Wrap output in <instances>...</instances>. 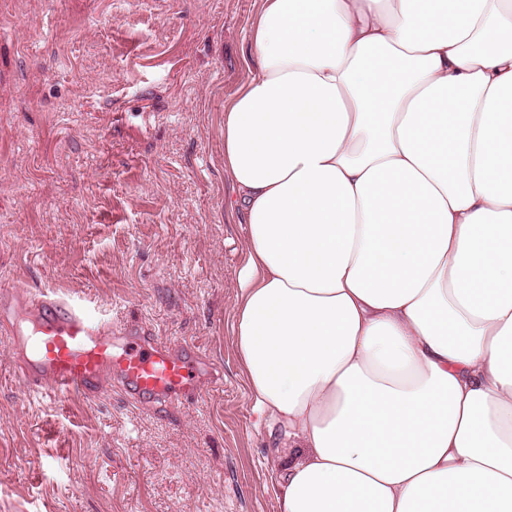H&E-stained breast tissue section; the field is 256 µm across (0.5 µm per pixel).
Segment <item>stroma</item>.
I'll return each mask as SVG.
<instances>
[{
  "instance_id": "obj_1",
  "label": "stroma",
  "mask_w": 512,
  "mask_h": 512,
  "mask_svg": "<svg viewBox=\"0 0 512 512\" xmlns=\"http://www.w3.org/2000/svg\"><path fill=\"white\" fill-rule=\"evenodd\" d=\"M257 0H0V299L196 347L199 403L33 395L0 329V512H278L232 336L246 226L224 106Z\"/></svg>"
}]
</instances>
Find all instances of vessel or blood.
<instances>
[{
  "label": "vessel or blood",
  "instance_id": "obj_1",
  "mask_svg": "<svg viewBox=\"0 0 512 512\" xmlns=\"http://www.w3.org/2000/svg\"><path fill=\"white\" fill-rule=\"evenodd\" d=\"M19 307L34 330L27 335L11 324L9 344L30 390L93 401L116 382L137 402H199L206 395L194 367L200 354L189 346L161 341L134 325L124 329L126 344L118 352L111 327L87 303L41 292L24 297Z\"/></svg>",
  "mask_w": 512,
  "mask_h": 512
}]
</instances>
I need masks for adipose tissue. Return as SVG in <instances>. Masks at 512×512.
Listing matches in <instances>:
<instances>
[{"instance_id": "obj_1", "label": "adipose tissue", "mask_w": 512, "mask_h": 512, "mask_svg": "<svg viewBox=\"0 0 512 512\" xmlns=\"http://www.w3.org/2000/svg\"><path fill=\"white\" fill-rule=\"evenodd\" d=\"M224 111L278 512H512V0H259Z\"/></svg>"}]
</instances>
